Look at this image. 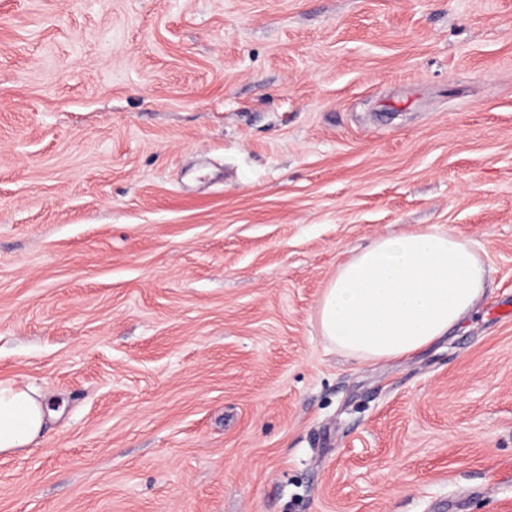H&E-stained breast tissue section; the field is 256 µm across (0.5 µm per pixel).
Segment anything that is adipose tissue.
I'll return each instance as SVG.
<instances>
[{
  "instance_id": "adipose-tissue-1",
  "label": "adipose tissue",
  "mask_w": 512,
  "mask_h": 512,
  "mask_svg": "<svg viewBox=\"0 0 512 512\" xmlns=\"http://www.w3.org/2000/svg\"><path fill=\"white\" fill-rule=\"evenodd\" d=\"M487 278L480 253L453 231L382 236L338 266L317 324L330 346L353 359L405 357L461 325ZM54 415L46 395L0 383V453L35 443Z\"/></svg>"
}]
</instances>
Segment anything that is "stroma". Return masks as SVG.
<instances>
[{
    "mask_svg": "<svg viewBox=\"0 0 512 512\" xmlns=\"http://www.w3.org/2000/svg\"><path fill=\"white\" fill-rule=\"evenodd\" d=\"M453 230L475 312L323 340L338 265ZM512 0H0V512H512ZM55 413L46 395L0 383V453H14L35 443Z\"/></svg>",
    "mask_w": 512,
    "mask_h": 512,
    "instance_id": "obj_1",
    "label": "stroma"
}]
</instances>
